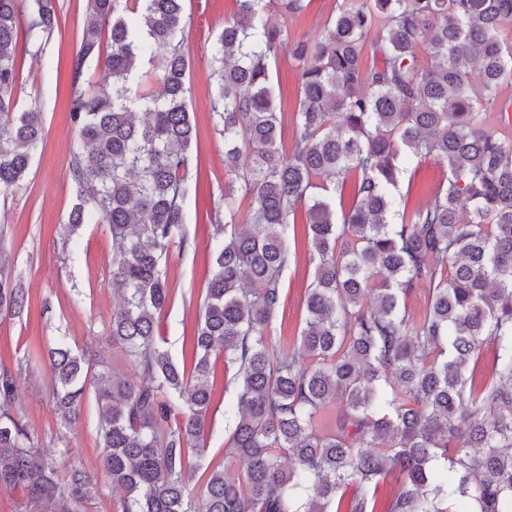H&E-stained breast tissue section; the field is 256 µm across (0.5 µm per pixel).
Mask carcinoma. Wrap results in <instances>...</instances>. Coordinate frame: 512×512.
Masks as SVG:
<instances>
[{"mask_svg": "<svg viewBox=\"0 0 512 512\" xmlns=\"http://www.w3.org/2000/svg\"><path fill=\"white\" fill-rule=\"evenodd\" d=\"M19 2L0 0L1 193L25 179L44 129L42 113L20 110L14 94ZM184 2L91 0L72 62L79 195L65 237L94 218L106 224L120 299L107 335L134 374L104 359L95 371L65 337L54 339L47 358L60 425L79 418L93 389L117 512H339L348 487L350 512H376L380 485L395 476L401 488L385 512H512V123L500 99L512 85V0H342L320 37L293 45L300 95L289 155L278 145L283 116L269 68L287 26L269 0H236L210 73L234 175L229 220L213 225L188 372L158 328L171 301L162 263L189 246L196 131ZM57 25L55 0H35L26 38ZM91 60L105 78L85 86ZM418 157L446 164L448 178L409 210L395 190L400 164ZM349 176L355 202L338 216L333 200ZM238 181L250 200L242 224ZM299 206L314 285L299 336L274 345L267 329L284 311ZM424 283L429 301L416 318L405 298ZM27 307L1 264L0 316ZM220 353L234 368L224 417L240 471L197 463ZM17 386L0 369V486L21 488L36 512H86L96 482L78 467L59 477L11 412Z\"/></svg>", "mask_w": 512, "mask_h": 512, "instance_id": "cac0c4a2", "label": "carcinoma"}]
</instances>
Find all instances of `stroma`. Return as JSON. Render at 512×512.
I'll use <instances>...</instances> for the list:
<instances>
[{
    "label": "stroma",
    "instance_id": "obj_1",
    "mask_svg": "<svg viewBox=\"0 0 512 512\" xmlns=\"http://www.w3.org/2000/svg\"><path fill=\"white\" fill-rule=\"evenodd\" d=\"M340 2L303 0L302 10L286 21L288 42L270 64L276 102L286 115L282 128L284 151H291L293 146L290 117L296 109L299 87L292 43L320 36ZM56 3L60 24L43 49L24 41L17 47L15 95L22 107L42 112L44 142L26 178L12 191L0 194V255L8 259L31 302L22 317L0 319V368L10 369L18 378L13 413L34 430L48 453L65 449V456L58 460L60 472L75 465L98 474L97 493L87 505L88 512H116L119 493L99 475L102 450L95 396L87 394L82 418L74 428L59 427L51 397V374L42 357L44 348L57 336L69 337L73 346L116 363L123 356L121 347L111 344L106 333L115 307L112 272L116 263L111 236L106 226L94 222L85 224L69 241L62 230L77 198L71 167L76 141L70 116L71 64L89 0ZM235 12V0H185V14L190 19L184 33L190 55L188 109L197 129L191 152L193 179L185 203L193 245L169 254L166 274L172 300L158 319L159 330L178 363L189 355V342L211 270L212 226L224 219L228 177L224 140L213 127L210 49ZM447 175V167L432 159L413 160L400 182L408 206L426 201ZM289 246L292 258L283 275L284 314L268 330L275 340L296 336L301 305L313 282L304 222H297ZM215 372L204 461L213 466L224 462L238 470L243 463L228 450L230 429L224 419V405L233 391L225 386L229 371L223 358H216Z\"/></svg>",
    "mask_w": 512,
    "mask_h": 512
}]
</instances>
